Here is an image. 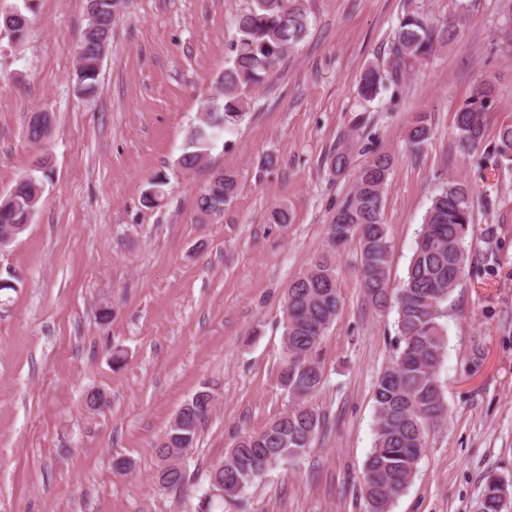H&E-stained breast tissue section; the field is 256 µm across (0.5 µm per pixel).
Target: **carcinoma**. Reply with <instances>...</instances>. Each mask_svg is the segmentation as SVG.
<instances>
[{
  "label": "carcinoma",
  "instance_id": "carcinoma-1",
  "mask_svg": "<svg viewBox=\"0 0 512 512\" xmlns=\"http://www.w3.org/2000/svg\"><path fill=\"white\" fill-rule=\"evenodd\" d=\"M306 0H254L253 7L236 21L232 56L224 66L221 96L209 101L199 124L190 133L180 163L191 169L202 164L216 137L245 117L248 102L242 89L264 81L282 59L308 34ZM97 21L86 23L77 45L78 82L85 95L98 89L97 41L111 40L116 0H101ZM461 16L434 20L423 12L408 13L399 20L388 56L362 72L358 94L365 101L390 87L404 85L413 66L430 57L439 44L456 40L462 31ZM495 104L494 89L477 84L455 114L454 131L461 147L470 149L483 139L485 119ZM431 123L426 113L415 114L407 134L411 147L427 141ZM495 151L505 166L512 167V123L499 127ZM350 164V149L340 145L330 158L331 169L341 173ZM393 157L377 152L359 168L351 195L328 225L331 244L356 238L361 256V287L367 304L376 311L396 309L397 351L379 374L374 388L375 439L362 475L367 512H391L394 501L411 484L429 435L448 417V403L439 371L447 350V336L440 323L443 304L460 286L469 256L464 246L474 213V191L459 179H450L434 197L418 235L405 278L397 293H390L391 245L387 225L381 223L384 189ZM17 193L0 195V237L13 238L31 222L44 185L34 176ZM167 176L155 174L143 191L142 201L151 208L166 197ZM237 188L234 175L219 173L200 194L201 216L224 211ZM339 293L332 257L323 254L292 281L283 320L284 363L280 384L291 404L264 429L241 435L227 450L224 477L236 482L233 495L211 493L199 499L193 512H224V504L237 501L269 468L304 455L324 426V418L310 405L323 382L320 347L336 316ZM213 398L188 400L182 406L184 420L169 425L156 447L161 460L156 481L162 489L183 494L187 484L183 457L194 447L202 424L209 418ZM506 484L496 475L484 480L481 512H504Z\"/></svg>",
  "mask_w": 512,
  "mask_h": 512
}]
</instances>
